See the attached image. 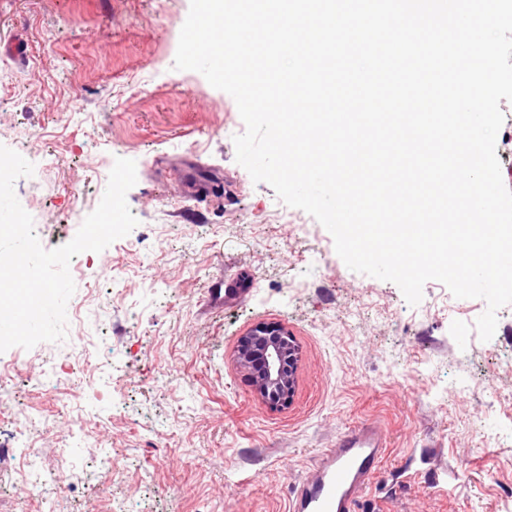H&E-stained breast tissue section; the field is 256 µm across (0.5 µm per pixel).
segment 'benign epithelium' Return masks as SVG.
<instances>
[{
    "instance_id": "1",
    "label": "benign epithelium",
    "mask_w": 512,
    "mask_h": 512,
    "mask_svg": "<svg viewBox=\"0 0 512 512\" xmlns=\"http://www.w3.org/2000/svg\"><path fill=\"white\" fill-rule=\"evenodd\" d=\"M297 352L283 328L254 326L240 339L236 360L251 378L255 391L273 403L288 401L294 392Z\"/></svg>"
}]
</instances>
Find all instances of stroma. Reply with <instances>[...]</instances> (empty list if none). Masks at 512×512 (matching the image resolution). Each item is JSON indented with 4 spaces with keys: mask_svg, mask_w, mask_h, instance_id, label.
I'll return each instance as SVG.
<instances>
[{
    "mask_svg": "<svg viewBox=\"0 0 512 512\" xmlns=\"http://www.w3.org/2000/svg\"><path fill=\"white\" fill-rule=\"evenodd\" d=\"M189 8L0 0V145L34 166L14 191L41 245L74 238L118 157L138 220L73 257L64 341L0 353V512H289V485L363 422L388 435L368 512H512V304L484 342V300L430 281L412 306L350 270L237 163L234 99L174 69ZM260 323L298 349L282 405L236 364ZM66 447L76 475L43 502L22 461L50 474Z\"/></svg>",
    "mask_w": 512,
    "mask_h": 512,
    "instance_id": "stroma-1",
    "label": "stroma"
}]
</instances>
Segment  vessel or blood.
<instances>
[{
    "instance_id": "b4317fda",
    "label": "vessel or blood",
    "mask_w": 512,
    "mask_h": 512,
    "mask_svg": "<svg viewBox=\"0 0 512 512\" xmlns=\"http://www.w3.org/2000/svg\"><path fill=\"white\" fill-rule=\"evenodd\" d=\"M387 446L376 424L348 429L318 455L307 476L290 490V512H356Z\"/></svg>"
}]
</instances>
